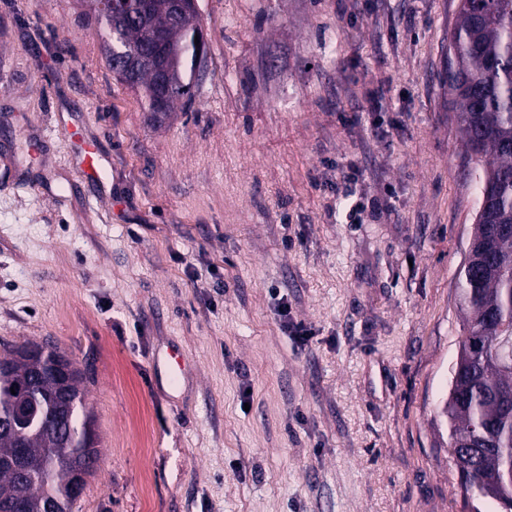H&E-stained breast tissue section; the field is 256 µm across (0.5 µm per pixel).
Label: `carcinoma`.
I'll return each mask as SVG.
<instances>
[{"label": "carcinoma", "instance_id": "carcinoma-1", "mask_svg": "<svg viewBox=\"0 0 512 512\" xmlns=\"http://www.w3.org/2000/svg\"><path fill=\"white\" fill-rule=\"evenodd\" d=\"M101 35L112 42V60H125L140 47L154 49L151 30L163 33L174 50L172 73L180 96L190 94L198 59L207 56L198 14L180 15L166 0H115L114 9L94 15ZM448 93L466 145L484 164L475 170L479 209L470 239L473 260L458 280L463 334L460 362L452 366L441 416L448 425V455L471 451L466 465H455L470 497L512 512V378L500 369L512 342V0H459L458 22L450 33ZM118 79L138 91L148 112L157 111V85L149 70ZM30 343L0 349V424L13 423L19 400L32 407L29 479L21 482L7 466L12 435L0 430V502L22 496L29 512L51 501L56 512H73L74 472L82 459L94 472L98 435L87 410L83 373L76 370L70 397H54L57 348L45 346L42 375L28 386L31 370L21 352Z\"/></svg>", "mask_w": 512, "mask_h": 512}]
</instances>
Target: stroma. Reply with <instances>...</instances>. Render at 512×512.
<instances>
[{
    "label": "stroma",
    "instance_id": "1",
    "mask_svg": "<svg viewBox=\"0 0 512 512\" xmlns=\"http://www.w3.org/2000/svg\"><path fill=\"white\" fill-rule=\"evenodd\" d=\"M458 3L198 0L206 60L154 114L78 0H0V344L85 373L75 512H471L437 417L478 206ZM63 116L100 138L102 194Z\"/></svg>",
    "mask_w": 512,
    "mask_h": 512
}]
</instances>
